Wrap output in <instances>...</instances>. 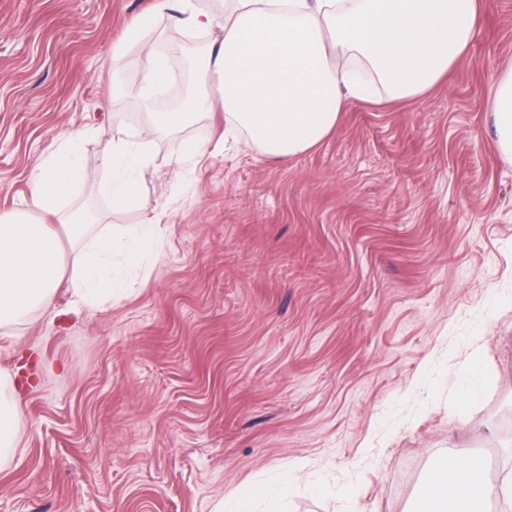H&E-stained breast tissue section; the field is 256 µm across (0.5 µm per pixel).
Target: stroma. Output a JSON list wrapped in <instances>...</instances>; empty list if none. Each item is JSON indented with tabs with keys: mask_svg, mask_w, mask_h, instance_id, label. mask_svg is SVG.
Returning <instances> with one entry per match:
<instances>
[{
	"mask_svg": "<svg viewBox=\"0 0 512 512\" xmlns=\"http://www.w3.org/2000/svg\"><path fill=\"white\" fill-rule=\"evenodd\" d=\"M155 0H0V213L81 132L72 205L91 232L158 238L126 294L90 310L60 286L0 333L26 434L0 512H214L292 472L283 512H408L460 447L487 480L512 469V164L488 107L512 64V0L424 97L352 102L316 148L278 160L224 114L145 136L147 52L207 50L220 29ZM148 162L123 205L104 190L113 139ZM198 152L184 156L187 143ZM43 356L37 388L18 374ZM486 375L468 408L473 363ZM470 428H462L461 417Z\"/></svg>",
	"mask_w": 512,
	"mask_h": 512,
	"instance_id": "1",
	"label": "stroma"
}]
</instances>
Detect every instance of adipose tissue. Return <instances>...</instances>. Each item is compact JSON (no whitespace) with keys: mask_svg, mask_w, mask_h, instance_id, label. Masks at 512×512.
Masks as SVG:
<instances>
[{"mask_svg":"<svg viewBox=\"0 0 512 512\" xmlns=\"http://www.w3.org/2000/svg\"><path fill=\"white\" fill-rule=\"evenodd\" d=\"M481 0H233L224 17L187 5L180 19L192 30L220 26L221 41L198 66L192 96L179 112H160L152 129L181 128L201 113L223 111L263 154L288 159L318 146L351 101H403L424 95L470 50ZM497 144L512 162V68L501 73L489 101ZM81 134L31 177L29 209L0 214V329L48 309L61 282L78 302L96 308L123 292L129 278L115 256L136 265L155 240L149 223L126 239L91 235L71 205L87 177ZM146 155L118 140L104 160L107 191L123 204L134 193ZM65 217L76 250L65 267L57 237L41 215ZM10 373L0 371V467L26 432ZM512 503V473L486 483L467 454L442 459L426 476L415 512H492Z\"/></svg>","mask_w":512,"mask_h":512,"instance_id":"adipose-tissue-1","label":"adipose tissue"}]
</instances>
